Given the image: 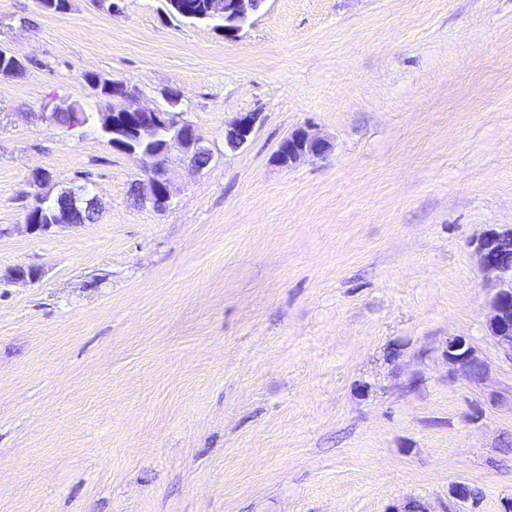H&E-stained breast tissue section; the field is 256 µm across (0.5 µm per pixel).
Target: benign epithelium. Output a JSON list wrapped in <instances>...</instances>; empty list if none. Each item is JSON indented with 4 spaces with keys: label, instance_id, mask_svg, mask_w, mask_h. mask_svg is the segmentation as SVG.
<instances>
[{
    "label": "benign epithelium",
    "instance_id": "7a95c632",
    "mask_svg": "<svg viewBox=\"0 0 512 512\" xmlns=\"http://www.w3.org/2000/svg\"><path fill=\"white\" fill-rule=\"evenodd\" d=\"M213 11L224 15V38L234 39L242 27L233 24L237 18H245L251 12L254 0H212ZM112 89L113 111L100 116V131L114 133L116 116H121L125 125H139L147 133L152 126H172L169 139L192 150L190 164L195 169L207 167L213 159L211 152L199 146L200 136L196 128L184 120L183 115L158 107H142L136 104L137 92L122 80L106 83ZM258 122V113L241 112L224 126V146L231 150L245 147ZM168 143H163L160 152L152 159L133 157L147 177L148 200L152 206L163 211L170 206L171 192L167 178ZM328 150V143L311 133L310 126L292 130L279 144L276 160L289 165L303 157H321ZM471 248L479 268L492 278L493 294L490 298V314L487 332L500 351L512 358V227L490 228L471 241ZM446 357L448 363L458 367L474 382L485 378L486 365L477 355L468 339L463 336L448 338Z\"/></svg>",
    "mask_w": 512,
    "mask_h": 512
}]
</instances>
